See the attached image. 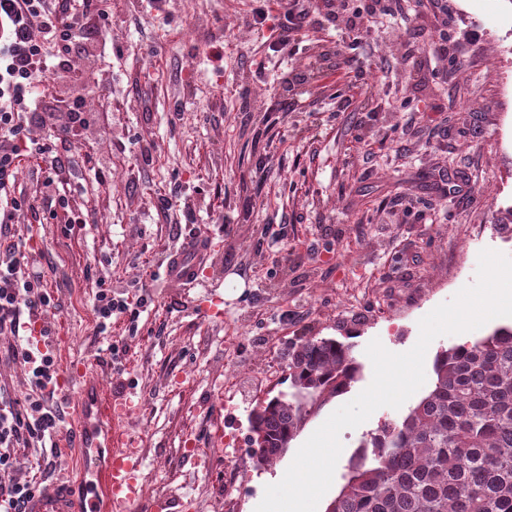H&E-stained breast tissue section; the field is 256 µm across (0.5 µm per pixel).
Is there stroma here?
I'll list each match as a JSON object with an SVG mask.
<instances>
[{
	"label": "stroma",
	"mask_w": 512,
	"mask_h": 512,
	"mask_svg": "<svg viewBox=\"0 0 512 512\" xmlns=\"http://www.w3.org/2000/svg\"><path fill=\"white\" fill-rule=\"evenodd\" d=\"M261 7L275 4L103 0L99 96L59 185L70 210L27 213L12 229L56 304L58 373L81 363L131 391L144 494L167 512H224L228 475L233 512H255L310 435L369 386L370 341L409 351L419 320L474 283L481 250L512 256V233L494 227L512 207V0L425 5L455 41L451 64L405 57L382 20L351 52L359 81L340 69L341 35L328 27L307 29L295 55L273 51L250 27ZM258 86L266 111H241ZM71 214L82 221L68 232ZM198 236L211 242L205 268L191 286L169 284V257ZM102 281L148 299L104 336L93 311ZM349 333L358 381L256 468L249 414L287 391L289 343ZM112 343L124 350L117 368ZM416 403L341 433L319 512L362 436ZM48 404L61 416L52 446L18 449L0 481L61 480L81 494L78 392L56 387Z\"/></svg>",
	"instance_id": "35a3bbf8"
}]
</instances>
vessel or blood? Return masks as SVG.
Masks as SVG:
<instances>
[{
    "label": "vessel or blood",
    "instance_id": "b4317fda",
    "mask_svg": "<svg viewBox=\"0 0 512 512\" xmlns=\"http://www.w3.org/2000/svg\"><path fill=\"white\" fill-rule=\"evenodd\" d=\"M209 254L207 242H188L184 254L167 263L169 282L187 285L196 280L197 267ZM65 386H78L84 408L81 455L86 476L81 499L59 485L41 488L26 512H136L144 503L139 482L144 457L141 438L125 425L130 401L125 392L107 388L98 378L68 375Z\"/></svg>",
    "mask_w": 512,
    "mask_h": 512
}]
</instances>
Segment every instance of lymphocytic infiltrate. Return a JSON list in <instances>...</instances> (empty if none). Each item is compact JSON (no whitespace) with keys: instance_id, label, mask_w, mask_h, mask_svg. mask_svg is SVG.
Masks as SVG:
<instances>
[{"instance_id":"lymphocytic-infiltrate-1","label":"lymphocytic infiltrate","mask_w":512,"mask_h":512,"mask_svg":"<svg viewBox=\"0 0 512 512\" xmlns=\"http://www.w3.org/2000/svg\"><path fill=\"white\" fill-rule=\"evenodd\" d=\"M409 0H342L339 9L320 13L316 0H277L276 15L261 10L255 26H268L279 49L293 47L306 28L325 21L345 35L336 54L350 64L353 41L369 33L378 18L400 16L406 56L420 48L412 40L420 29L419 14L409 12ZM102 16L99 0H0V238L16 216L52 203L68 208L57 186V174L68 164L76 142L89 128L87 105L99 85L87 72L76 70L74 58L92 62L96 44L89 31ZM52 132V139H34L37 130ZM36 155L47 173L38 194L15 195L14 186L23 157ZM54 307L42 272L18 243L0 248V335L18 334L27 327L23 342L11 347L13 360L23 362L30 374L24 399L0 387V471L10 469L16 448L46 442L59 429L61 418L46 407L44 394L55 385L53 357L39 348L48 337L46 318Z\"/></svg>"}]
</instances>
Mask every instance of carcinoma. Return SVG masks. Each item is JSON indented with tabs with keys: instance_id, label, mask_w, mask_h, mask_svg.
<instances>
[{
	"instance_id": "carcinoma-1",
	"label": "carcinoma",
	"mask_w": 512,
	"mask_h": 512,
	"mask_svg": "<svg viewBox=\"0 0 512 512\" xmlns=\"http://www.w3.org/2000/svg\"><path fill=\"white\" fill-rule=\"evenodd\" d=\"M431 390L350 456L331 512H512V325L439 351ZM360 374L353 344L313 336L288 346L290 391L255 405L260 468L290 448L315 409Z\"/></svg>"
}]
</instances>
